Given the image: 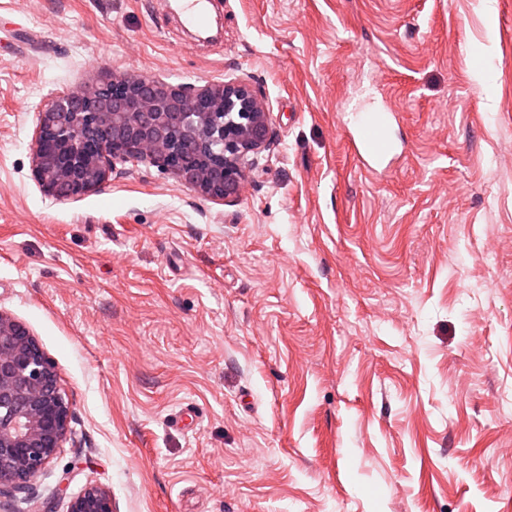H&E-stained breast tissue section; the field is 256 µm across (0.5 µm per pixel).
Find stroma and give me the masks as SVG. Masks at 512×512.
Segmentation results:
<instances>
[{
    "label": "stroma",
    "mask_w": 512,
    "mask_h": 512,
    "mask_svg": "<svg viewBox=\"0 0 512 512\" xmlns=\"http://www.w3.org/2000/svg\"><path fill=\"white\" fill-rule=\"evenodd\" d=\"M156 6L0 0V312L72 406L0 512H512V0H224L217 45ZM107 73L258 88L239 197L45 195L38 110ZM390 116L375 112H362L356 132L362 152L375 159H385L394 150L389 136ZM70 512H112V498L101 488H90L71 503Z\"/></svg>",
    "instance_id": "1"
}]
</instances>
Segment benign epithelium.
Here are the masks:
<instances>
[{"label": "benign epithelium", "mask_w": 512, "mask_h": 512, "mask_svg": "<svg viewBox=\"0 0 512 512\" xmlns=\"http://www.w3.org/2000/svg\"><path fill=\"white\" fill-rule=\"evenodd\" d=\"M111 84L123 85L130 100L104 94ZM101 124L112 127V144L89 154L83 137ZM186 135L201 151L194 166L175 164L169 151ZM269 138L268 112L249 83L197 87L114 75L62 92L38 111L32 173L47 196L61 199L96 191L119 165L146 163L224 202L240 192L244 156ZM71 415L54 364L22 324L0 312V489L29 487L61 448ZM70 512H112V498L90 488Z\"/></svg>", "instance_id": "benign-epithelium-1"}]
</instances>
